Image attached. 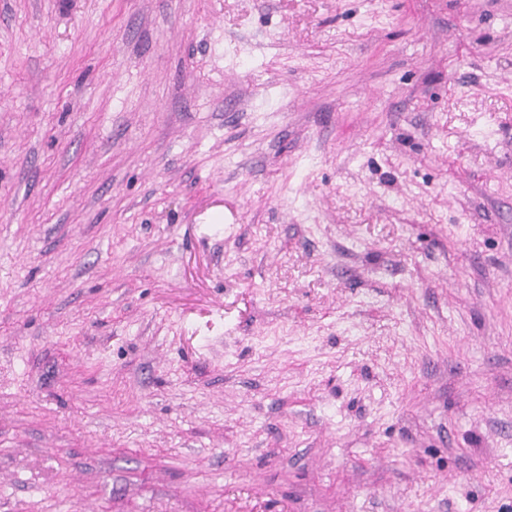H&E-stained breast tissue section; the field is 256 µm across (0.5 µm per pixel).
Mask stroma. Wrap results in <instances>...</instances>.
<instances>
[{
  "instance_id": "obj_1",
  "label": "stroma",
  "mask_w": 512,
  "mask_h": 512,
  "mask_svg": "<svg viewBox=\"0 0 512 512\" xmlns=\"http://www.w3.org/2000/svg\"><path fill=\"white\" fill-rule=\"evenodd\" d=\"M0 512H512V0H0Z\"/></svg>"
}]
</instances>
